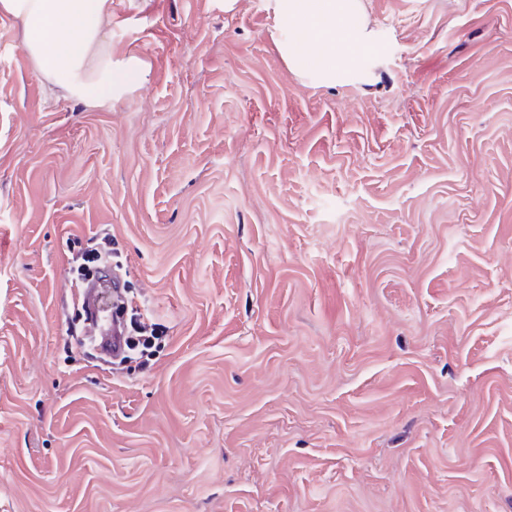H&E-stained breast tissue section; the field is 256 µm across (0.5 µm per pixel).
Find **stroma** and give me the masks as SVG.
I'll list each match as a JSON object with an SVG mask.
<instances>
[{
    "instance_id": "35a3bbf8",
    "label": "stroma",
    "mask_w": 512,
    "mask_h": 512,
    "mask_svg": "<svg viewBox=\"0 0 512 512\" xmlns=\"http://www.w3.org/2000/svg\"><path fill=\"white\" fill-rule=\"evenodd\" d=\"M368 77L265 0H113L95 107L0 19V512H512V0H364ZM167 337L65 347L69 240ZM282 59L313 85L366 76L360 54L376 44L362 0H268ZM72 259L76 262L83 261L78 267V271L83 265L89 263L101 262L112 258V236L107 232L95 233L87 239L86 245L80 239H74L71 242ZM77 251L75 252V249Z\"/></svg>"
}]
</instances>
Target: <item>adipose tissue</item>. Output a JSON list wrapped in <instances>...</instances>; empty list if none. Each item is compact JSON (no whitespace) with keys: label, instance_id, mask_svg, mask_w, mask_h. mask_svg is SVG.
I'll return each instance as SVG.
<instances>
[{"label":"adipose tissue","instance_id":"ef3b65f1","mask_svg":"<svg viewBox=\"0 0 512 512\" xmlns=\"http://www.w3.org/2000/svg\"><path fill=\"white\" fill-rule=\"evenodd\" d=\"M113 0H0V15L20 21L35 70L64 93L111 103ZM282 59L314 85L363 79L360 54L376 43L363 0H267Z\"/></svg>","mask_w":512,"mask_h":512}]
</instances>
